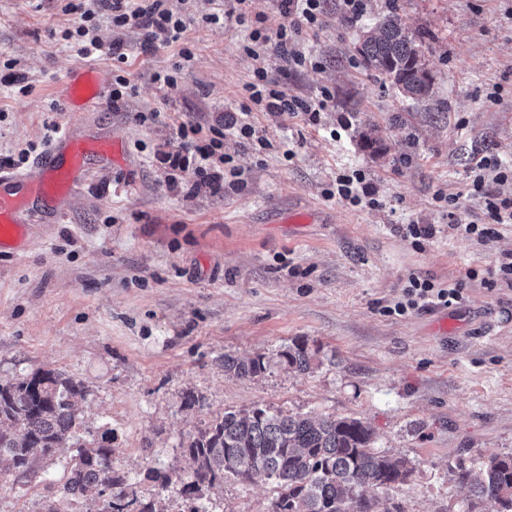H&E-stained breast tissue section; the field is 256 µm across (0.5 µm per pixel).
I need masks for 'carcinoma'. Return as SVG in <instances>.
<instances>
[{
  "label": "carcinoma",
  "instance_id": "obj_1",
  "mask_svg": "<svg viewBox=\"0 0 512 512\" xmlns=\"http://www.w3.org/2000/svg\"><path fill=\"white\" fill-rule=\"evenodd\" d=\"M358 53L366 69L405 97L429 96L432 80L423 42L397 15L364 32ZM277 357L300 372L310 368L304 343L284 347ZM268 365L262 355L249 361L224 355V370L241 378L258 376ZM85 391L83 381L49 369L0 381V464L25 475L36 458L52 455L80 425L73 399ZM109 434L106 430L100 440L77 448L64 489L102 500V512H159L156 500L126 491L124 476L112 465ZM372 443L371 429L358 419L327 416L315 423L305 415L257 405L224 412L181 444L193 463L189 474L172 477L152 469L146 478L163 492L179 486L186 512H202L195 501L227 481L271 484L272 512H377L379 494L411 479L416 467ZM454 477L470 488L463 512H512V453L487 456L477 473L462 461Z\"/></svg>",
  "mask_w": 512,
  "mask_h": 512
}]
</instances>
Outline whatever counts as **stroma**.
I'll return each mask as SVG.
<instances>
[{
	"label": "stroma",
	"mask_w": 512,
	"mask_h": 512,
	"mask_svg": "<svg viewBox=\"0 0 512 512\" xmlns=\"http://www.w3.org/2000/svg\"><path fill=\"white\" fill-rule=\"evenodd\" d=\"M68 2L0 0V155L30 150L19 169L35 180L50 128H71L93 150L63 217H37L25 245L0 254V380L52 369L87 392L77 435L28 475L0 477V512H100L62 484L78 441L107 428L113 466L133 491L183 512L177 490L159 492L147 469L190 472L181 443L216 416L257 405L360 419L374 448L417 469L387 499L403 512H456L469 494L453 480L457 463L512 452V286L482 283L512 253V224L486 242L454 229L483 218L468 194L473 159L512 163V0H364L355 22L327 0L320 27L299 39L316 69L243 52L254 24L271 35L286 24L280 0H251L244 24L222 16L220 0H170L186 23L182 39L150 49L138 30L113 31L101 15L93 61L70 36ZM391 12L424 36L431 97H403L362 64V32ZM213 13L218 22H208ZM116 40L127 63L109 52ZM183 46L193 54L186 63ZM89 65L107 81L128 79L118 106L69 109L64 81ZM260 65L289 94L316 102L330 93L325 112L315 123L252 113L254 138L224 137L230 172L198 183L196 139L179 125L232 123ZM172 69L174 84L156 80ZM10 70L27 92L6 80ZM116 138L119 164L110 158ZM167 153L184 156L185 168L165 164ZM351 167L378 188L380 207L326 197ZM448 194L460 197L456 211ZM300 211L316 222L289 224ZM412 222L435 228L423 248L402 232ZM470 269L477 279H466ZM413 278L462 282L463 299L387 313ZM442 315L444 334L433 329ZM296 341L313 355L308 371L276 357ZM228 354L271 363L240 378L225 373ZM190 391L200 405L184 406ZM272 500L269 484L229 481L204 504L271 512Z\"/></svg>",
	"instance_id": "stroma-1"
}]
</instances>
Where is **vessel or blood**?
I'll use <instances>...</instances> for the list:
<instances>
[{"instance_id":"vessel-or-blood-1","label":"vessel or blood","mask_w":512,"mask_h":512,"mask_svg":"<svg viewBox=\"0 0 512 512\" xmlns=\"http://www.w3.org/2000/svg\"><path fill=\"white\" fill-rule=\"evenodd\" d=\"M106 89L107 83L99 70L83 68L70 72L65 96L78 112L104 100ZM37 166L41 176L35 182L28 174L0 167V251L21 245L26 224L37 215L35 209L28 207L29 199L56 205L63 188L79 180L84 172V154L78 139L61 134L38 159Z\"/></svg>"}]
</instances>
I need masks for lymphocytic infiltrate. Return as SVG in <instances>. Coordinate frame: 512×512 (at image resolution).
<instances>
[{
  "label": "lymphocytic infiltrate",
  "instance_id": "1",
  "mask_svg": "<svg viewBox=\"0 0 512 512\" xmlns=\"http://www.w3.org/2000/svg\"><path fill=\"white\" fill-rule=\"evenodd\" d=\"M324 2L325 0H281L282 12L289 19L288 26L280 28L272 36L264 33L262 29H253L249 43L243 46L244 52L257 59L273 48L293 67L312 65V58L306 57L299 50L298 40L303 31H312L320 26ZM103 11L109 12L113 29H138L143 45L147 48L160 42L179 41L185 29L182 15L169 7L167 0H90L89 8L84 10L76 27L77 36L83 39L80 47L83 55L90 56L101 49L98 40L89 35V24ZM241 95L243 101L240 112L244 120L238 124L237 132L243 138L252 137L255 133L252 124L245 120L250 113L303 114L314 123L327 106L323 99L314 103L288 94L269 80L266 69L262 67L254 70L251 80L243 85ZM509 179H512V167L502 166L495 157L484 156L475 163L471 169L470 194L480 199L485 221L481 224L464 225L465 234L486 241L496 235L498 225L512 224V197L500 196L488 188L489 182ZM326 195L339 198L353 206L365 203L375 207L379 204L376 187L367 182L364 173L358 169L338 174L335 187L328 189ZM462 298L461 283L438 288L430 281L413 278L410 279L402 299L395 302L392 311L403 315L431 305L449 308Z\"/></svg>",
  "mask_w": 512,
  "mask_h": 512
}]
</instances>
